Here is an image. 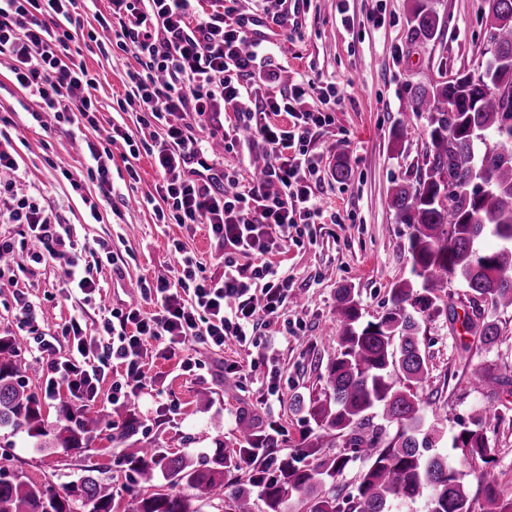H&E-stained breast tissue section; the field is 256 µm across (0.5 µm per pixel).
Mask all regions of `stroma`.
I'll return each mask as SVG.
<instances>
[{
    "instance_id": "obj_1",
    "label": "stroma",
    "mask_w": 512,
    "mask_h": 512,
    "mask_svg": "<svg viewBox=\"0 0 512 512\" xmlns=\"http://www.w3.org/2000/svg\"><path fill=\"white\" fill-rule=\"evenodd\" d=\"M442 21L439 38L419 42L410 37L408 12L411 0H305L296 30L285 33L263 9L261 0H236L237 14L255 19L260 31L282 43L278 83L335 86L342 102L329 124L315 136L324 209L336 212V224H317L311 233L285 242L274 262L280 263L301 296V303L286 302L281 316L261 327L253 344L242 346L226 338L216 349L193 339L175 356L147 359L143 378L146 393L123 404L108 401L111 380L101 385L102 396L91 411L111 412L112 422L138 421L140 441L168 452L199 456L223 444L234 454L239 448V422L248 418L271 431L269 458L278 461L296 454L314 422L307 409L294 408V398L306 401L324 396L326 365L338 348L336 294L353 288L364 320L374 321L388 307L391 286L410 275L407 260L410 228L399 223L389 206L396 182L414 178L426 147L427 122L402 115L411 87L466 71H476L486 49L485 26L488 0H431ZM349 24H342V17ZM382 27H375L376 18ZM76 62L96 73L95 96L98 139H106L113 123L124 121L141 153L134 165L138 172L135 198L113 200L102 210L101 221H92L66 179L80 174L85 157L68 129L50 132L31 125L30 117L14 96L6 93L9 65L0 62V105L24 164L17 173L0 174V182L13 186L15 196L39 191L41 202L62 223L74 225L80 240L88 244L106 240L111 259L101 261L93 276L102 285L101 302L85 305L80 294H67L61 286L67 260L43 254L23 257L21 265L0 266V336L19 333L18 295L34 304L42 329L57 331L71 318L83 317L87 331L103 335V323L112 311L140 304L143 311L155 307L145 297V284L173 278L174 241H182L200 262L204 276H221L220 251L205 227L187 230L178 224H158L142 197L156 195L162 176L149 147L156 129L140 128L133 112L120 113L130 62L122 54L104 58L96 46L77 40L71 45ZM345 146L337 158L333 146ZM345 161L347 180H338L334 169ZM498 318L507 336L492 350L472 343L461 352V330L452 329L447 315L422 322L421 346L429 360L428 380L417 390L426 421L448 415V435L437 439L433 453L458 461L469 495H477L476 472L481 462L464 460L451 448L450 433L468 422L480 408L512 409V395L474 390L469 384L473 368L490 364L496 372L512 376V309ZM194 367L186 371L183 361ZM0 446L10 458L9 469L34 483L71 478L92 467L112 478L118 495L136 486L133 474L120 460L125 445L100 436L87 448L63 452L59 448L34 447L26 434L0 431Z\"/></svg>"
}]
</instances>
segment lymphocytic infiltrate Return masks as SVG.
<instances>
[{
  "mask_svg": "<svg viewBox=\"0 0 512 512\" xmlns=\"http://www.w3.org/2000/svg\"><path fill=\"white\" fill-rule=\"evenodd\" d=\"M110 2L114 38L99 50L105 55L120 50L137 63L128 73L130 88L118 107L137 112L141 125L163 130L149 150L163 178L161 202L153 207L155 219L189 229L206 225L223 249L224 266L220 277L204 276L183 244H174L179 257L175 279H160L147 288L154 313L137 306L115 312L104 325L109 337L105 343L87 335L77 319L56 333L43 330L27 301H20L22 324L34 336L47 367L46 397L64 387L73 399L96 401L106 369L118 364L125 377L112 383L109 398L116 404L140 390L152 342H160L163 357L193 337L216 348L229 336L245 344L259 326L279 318L289 280L272 257L293 229L324 218L319 169L309 146L331 117L296 110L294 100L305 93L298 85L257 99L255 80L273 66L276 45L255 36L249 19L226 23L231 8L225 0H211L204 16L199 13L201 0ZM82 32L79 0H0V57L9 60L11 82L26 95L34 123L49 115L59 125L96 127V78L71 52ZM227 111L235 112L238 128L256 136L262 146L265 166L259 181L241 184L237 174L212 161L203 139L192 132L196 126L215 125ZM277 112L288 113V126L269 122V115ZM119 139L130 157L138 158L133 136L116 127L107 143L87 141L85 175L69 179L96 221L101 207L112 201L110 144ZM88 180L96 182L98 195H85ZM11 214L22 227L21 240L0 239V254L15 255L38 243L67 256L65 287L85 301L94 300L99 285L92 265L111 254V244L102 240L94 248L81 245L71 225L53 218L35 193L14 200ZM61 334L71 339L63 358L56 354Z\"/></svg>",
  "mask_w": 512,
  "mask_h": 512,
  "instance_id": "obj_1",
  "label": "lymphocytic infiltrate"
}]
</instances>
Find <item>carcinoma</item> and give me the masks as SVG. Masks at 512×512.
I'll return each instance as SVG.
<instances>
[{
    "label": "carcinoma",
    "instance_id": "cac0c4a2",
    "mask_svg": "<svg viewBox=\"0 0 512 512\" xmlns=\"http://www.w3.org/2000/svg\"><path fill=\"white\" fill-rule=\"evenodd\" d=\"M410 31L427 41L441 31L429 0H413ZM490 53L487 70L457 73L448 81L410 89L406 106L425 115L428 144L415 179L393 188L391 207L400 223L412 227L408 263L410 277L389 290L390 306L375 322L362 321L360 303L351 288L337 292L338 349L326 367L324 391L329 399L309 409L317 431L304 439L302 466L282 461L275 472L261 468L248 482L261 488L263 512H288L291 497L306 512H393L396 505L421 499L424 512H512V493L499 475L483 468L477 475L482 502L475 504L462 482L461 471L444 455H429L432 427L424 424L419 400L411 388L429 376L419 342L420 321L448 312L450 324L485 347L506 340L497 312L512 309V0H491L486 16ZM488 169L494 190L479 195L467 185ZM485 236L498 240L490 251L477 248ZM464 283L468 310L458 314L448 283ZM37 370L18 336H0V429L24 433L37 448L63 451L85 448L94 431L112 430V415L88 416L86 405L60 399L67 424L51 425L39 398L26 390L22 374ZM469 383L502 388L512 379L486 367L471 372ZM381 416L385 424L373 422ZM504 420L489 408L475 410L469 425L453 437L452 447L464 458L488 462L494 448L488 432ZM396 427L395 433L388 428ZM239 433L248 454L268 447L269 438L245 422ZM342 445L335 454L326 448ZM363 462L352 491L342 494L336 482L348 464ZM121 464L146 483L159 471L170 486L207 495L227 491L232 512H255L251 490L224 482L237 467L219 444L196 459L163 448L140 445L127 449ZM95 469L60 486L31 483L0 467V512H114L112 481L93 475ZM121 512H201L190 500L165 490L128 494Z\"/></svg>",
    "mask_w": 512,
    "mask_h": 512
}]
</instances>
